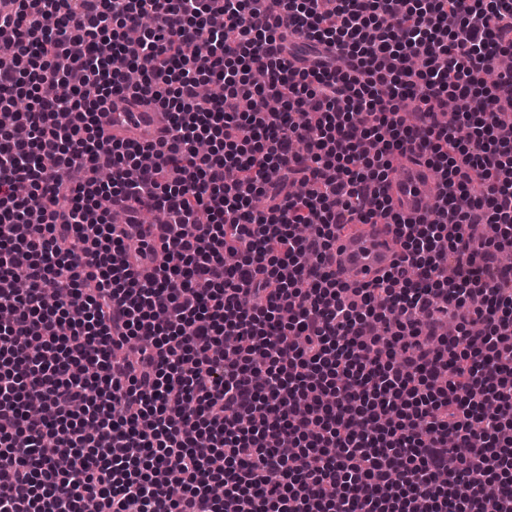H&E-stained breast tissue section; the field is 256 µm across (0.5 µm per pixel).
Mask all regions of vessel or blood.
Masks as SVG:
<instances>
[{
	"mask_svg": "<svg viewBox=\"0 0 512 512\" xmlns=\"http://www.w3.org/2000/svg\"><path fill=\"white\" fill-rule=\"evenodd\" d=\"M113 140L142 143L165 140L170 128L166 113L142 110L132 102L117 101L111 114L101 120ZM395 171L382 188L393 213L406 219L426 214L440 193L439 175L409 156H396ZM395 227L391 224H358L340 234L330 265L337 280L360 285L389 270L398 258Z\"/></svg>",
	"mask_w": 512,
	"mask_h": 512,
	"instance_id": "obj_1",
	"label": "vessel or blood"
}]
</instances>
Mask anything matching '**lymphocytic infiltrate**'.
I'll return each mask as SVG.
<instances>
[{
    "label": "lymphocytic infiltrate",
    "mask_w": 512,
    "mask_h": 512,
    "mask_svg": "<svg viewBox=\"0 0 512 512\" xmlns=\"http://www.w3.org/2000/svg\"><path fill=\"white\" fill-rule=\"evenodd\" d=\"M11 3L0 512H512V0ZM125 94L169 139L103 137ZM376 218L402 260L341 284ZM393 166L395 171L382 188L393 213L404 219L426 214L440 193L439 175L408 155H396Z\"/></svg>",
    "instance_id": "1"
}]
</instances>
